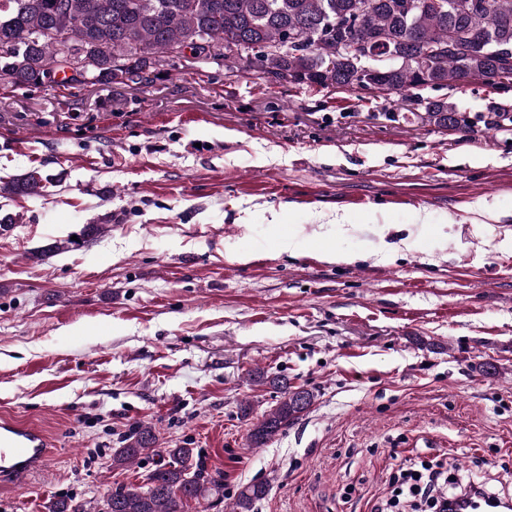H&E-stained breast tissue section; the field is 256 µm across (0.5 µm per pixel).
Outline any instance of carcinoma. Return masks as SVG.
I'll use <instances>...</instances> for the list:
<instances>
[{
	"label": "carcinoma",
	"mask_w": 512,
	"mask_h": 512,
	"mask_svg": "<svg viewBox=\"0 0 512 512\" xmlns=\"http://www.w3.org/2000/svg\"><path fill=\"white\" fill-rule=\"evenodd\" d=\"M219 57L227 70L255 68L270 82L305 90L362 91L372 86L424 108L421 121L450 133L483 123L512 131V100L471 114L448 97L472 80L512 83V0H0V79L39 88L60 72L72 84L150 82L174 60ZM51 183L34 166L0 186L9 197L39 196ZM85 225L78 240L31 253L40 259L100 234ZM283 400L250 430L264 446L312 406L305 389ZM149 424L136 423L112 466L127 467L155 451ZM142 484L118 485L96 512H186L185 506L224 490V478L199 464L196 448H167ZM268 484L251 483L232 512H254Z\"/></svg>",
	"instance_id": "cac0c4a2"
}]
</instances>
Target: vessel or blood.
Here are the masks:
<instances>
[{"label": "vessel or blood", "mask_w": 512, "mask_h": 512, "mask_svg": "<svg viewBox=\"0 0 512 512\" xmlns=\"http://www.w3.org/2000/svg\"><path fill=\"white\" fill-rule=\"evenodd\" d=\"M54 448L39 428L0 420V481H15L39 470ZM448 512H512V501L498 499L474 485L448 502Z\"/></svg>", "instance_id": "b4317fda"}]
</instances>
